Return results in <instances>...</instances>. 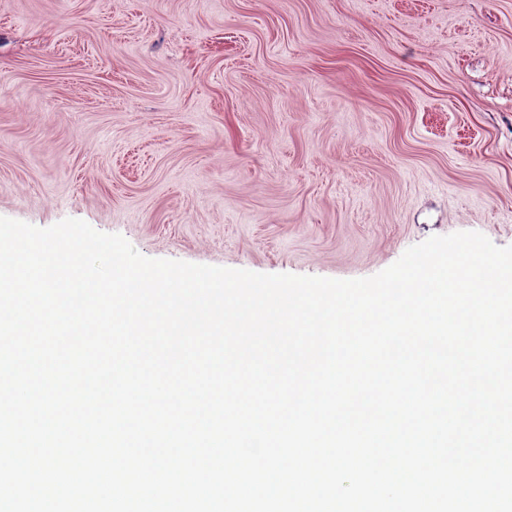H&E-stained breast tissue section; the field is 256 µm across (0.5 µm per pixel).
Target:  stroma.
I'll return each instance as SVG.
<instances>
[{
  "mask_svg": "<svg viewBox=\"0 0 512 512\" xmlns=\"http://www.w3.org/2000/svg\"><path fill=\"white\" fill-rule=\"evenodd\" d=\"M0 216L335 279L512 245V0H0Z\"/></svg>",
  "mask_w": 512,
  "mask_h": 512,
  "instance_id": "stroma-1",
  "label": "stroma"
}]
</instances>
